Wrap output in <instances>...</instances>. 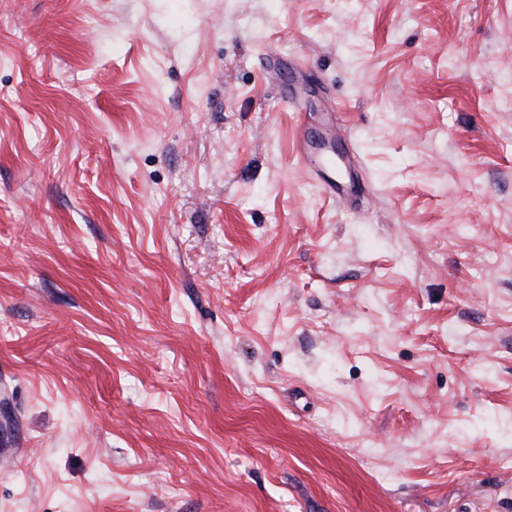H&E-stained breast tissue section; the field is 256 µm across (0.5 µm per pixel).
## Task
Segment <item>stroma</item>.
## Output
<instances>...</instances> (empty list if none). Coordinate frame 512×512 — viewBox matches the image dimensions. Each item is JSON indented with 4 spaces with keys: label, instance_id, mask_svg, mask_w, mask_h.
<instances>
[{
    "label": "stroma",
    "instance_id": "1",
    "mask_svg": "<svg viewBox=\"0 0 512 512\" xmlns=\"http://www.w3.org/2000/svg\"><path fill=\"white\" fill-rule=\"evenodd\" d=\"M508 456L512 0H0V512H512Z\"/></svg>",
    "mask_w": 512,
    "mask_h": 512
}]
</instances>
